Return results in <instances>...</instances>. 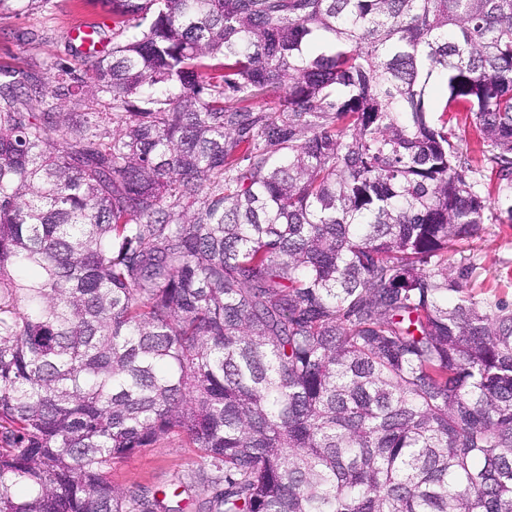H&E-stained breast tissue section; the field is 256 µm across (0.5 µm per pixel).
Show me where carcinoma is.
<instances>
[{"mask_svg":"<svg viewBox=\"0 0 512 512\" xmlns=\"http://www.w3.org/2000/svg\"><path fill=\"white\" fill-rule=\"evenodd\" d=\"M108 3L82 75L0 69V512H180L107 471L172 434L208 512H512V309L448 273L512 0Z\"/></svg>","mask_w":512,"mask_h":512,"instance_id":"cac0c4a2","label":"carcinoma"}]
</instances>
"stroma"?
I'll list each match as a JSON object with an SVG mask.
<instances>
[{"label": "stroma", "mask_w": 512, "mask_h": 512, "mask_svg": "<svg viewBox=\"0 0 512 512\" xmlns=\"http://www.w3.org/2000/svg\"><path fill=\"white\" fill-rule=\"evenodd\" d=\"M81 20L97 23L98 47L109 50L115 28L105 0H54L48 12L0 15V69L41 73L47 63L59 59L75 72H83L88 61L78 43L67 36L68 26ZM493 188V182L483 181L480 190L488 195V219L455 260L457 267L468 268L469 289L477 299L512 307V221L493 196ZM210 474L197 449L177 436L114 460L110 468L113 483L128 490H168L173 483L183 482L187 490L178 498L183 512H199V486Z\"/></svg>", "instance_id": "35a3bbf8"}]
</instances>
